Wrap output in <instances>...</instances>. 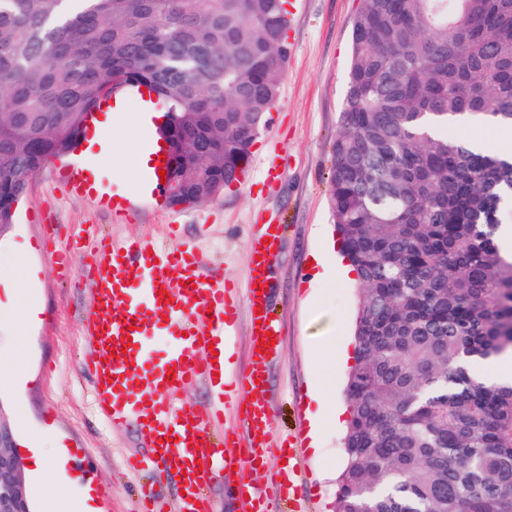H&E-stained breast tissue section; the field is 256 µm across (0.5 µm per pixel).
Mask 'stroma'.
Listing matches in <instances>:
<instances>
[{
    "label": "stroma",
    "mask_w": 512,
    "mask_h": 512,
    "mask_svg": "<svg viewBox=\"0 0 512 512\" xmlns=\"http://www.w3.org/2000/svg\"><path fill=\"white\" fill-rule=\"evenodd\" d=\"M358 5L359 0H289L290 53L278 100L253 144L247 173L219 198L179 210L133 191L132 184L141 174L124 169L123 162L146 136L137 124L140 103L134 96L127 99L128 111L108 156L84 143L66 160L50 161L30 181L14 224L0 231V256L33 250L41 279L32 294L43 312L39 322L26 330L0 314V354L27 352L26 368L34 376L23 393L0 389V421L19 432L16 409L21 404L34 426L46 414H54V427L44 433V440L78 443L87 472L85 479H74L65 488L47 477L29 478L32 512H69V502L88 489L98 512H135L146 487L171 500L180 491L175 475L128 471L126 456L147 454L148 444L135 429H110L96 414L82 364L81 311L91 295L60 281L51 257L38 251L46 225L93 226L116 238L159 239L164 225L176 224L184 238L197 243L204 272L241 287L249 278L248 242L255 225H283L270 298L283 341L266 365L263 395L273 416L270 443L309 430L317 411L309 397L315 383H322L332 396H343L348 368L333 364L318 351L317 343L331 324L338 335L351 337L357 283L338 271L318 278L310 261L316 253L338 249L327 181L348 87ZM77 164L97 169L102 185L129 209L127 221L115 222L100 197L71 188L69 175ZM344 430V424L332 425L320 434L318 449L305 442L297 451L304 512H334Z\"/></svg>",
    "instance_id": "35a3bbf8"
}]
</instances>
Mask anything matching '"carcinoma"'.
Listing matches in <instances>:
<instances>
[{
	"mask_svg": "<svg viewBox=\"0 0 512 512\" xmlns=\"http://www.w3.org/2000/svg\"><path fill=\"white\" fill-rule=\"evenodd\" d=\"M288 0H0V219L84 137L104 91L150 84L178 201L251 148L288 62ZM328 181L357 271L350 419L335 512H512V154L448 138L512 126V0H359ZM444 133L448 134L449 138L461 139L466 142L481 138L489 148L501 154L494 132L485 122L470 120L467 123H462L456 120L448 123V128L444 130ZM485 143L483 141H474V145L486 146Z\"/></svg>",
	"mask_w": 512,
	"mask_h": 512,
	"instance_id": "carcinoma-1",
	"label": "carcinoma"
}]
</instances>
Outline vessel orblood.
Masks as SVG:
<instances>
[{
	"mask_svg": "<svg viewBox=\"0 0 512 512\" xmlns=\"http://www.w3.org/2000/svg\"><path fill=\"white\" fill-rule=\"evenodd\" d=\"M281 227L259 225L250 245V311L260 314L252 328L251 368L231 376L224 355L234 342L237 304L223 281L200 274L193 245L173 240L163 245L147 237L77 235L71 246L90 247L91 259L72 277L65 251L55 254L62 279L89 289L91 303L81 315L85 368L99 417L115 426L134 425L154 454L131 460L132 468L163 466L180 472L185 494L177 508L154 494L144 495L139 512H207L204 492L218 467L248 478L269 455L270 416L259 397L265 366L276 347H262L266 336L280 338L270 318L268 288L278 253ZM245 387L253 401L244 417L246 445L235 434L223 444L212 441V427L224 421L226 382ZM207 383L213 399L205 416L194 417L180 406L189 387Z\"/></svg>",
	"mask_w": 512,
	"mask_h": 512,
	"instance_id": "vessel-or-blood-1",
	"label": "vessel or blood"
}]
</instances>
